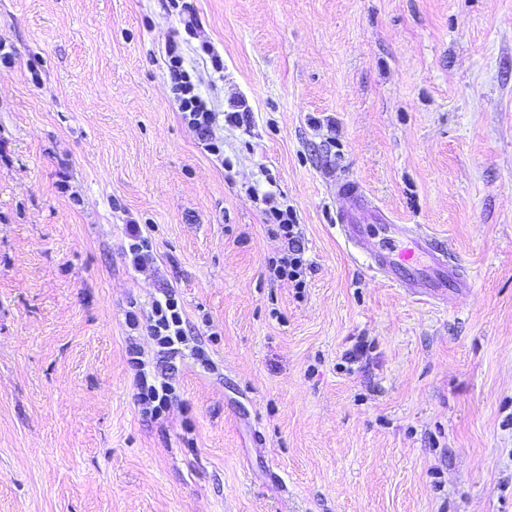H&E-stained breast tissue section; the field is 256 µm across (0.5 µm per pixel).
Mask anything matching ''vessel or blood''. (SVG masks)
I'll return each mask as SVG.
<instances>
[{
	"label": "vessel or blood",
	"instance_id": "vessel-or-blood-1",
	"mask_svg": "<svg viewBox=\"0 0 512 512\" xmlns=\"http://www.w3.org/2000/svg\"><path fill=\"white\" fill-rule=\"evenodd\" d=\"M337 196L345 202L338 223L355 259L379 273L392 286L412 296L443 299L468 285L469 279L451 265L447 254L426 234L394 223L373 208L363 186L353 180L337 182ZM383 238L374 242L372 225Z\"/></svg>",
	"mask_w": 512,
	"mask_h": 512
}]
</instances>
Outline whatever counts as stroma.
Returning a JSON list of instances; mask_svg holds the SVG:
<instances>
[{
    "label": "stroma",
    "instance_id": "stroma-1",
    "mask_svg": "<svg viewBox=\"0 0 512 512\" xmlns=\"http://www.w3.org/2000/svg\"><path fill=\"white\" fill-rule=\"evenodd\" d=\"M0 40V512H512V0H0ZM339 179L470 290L418 301L354 260ZM267 193L304 288L270 269ZM166 288L173 353L126 323ZM133 346L175 388L160 417ZM166 65L183 120L194 130L204 149L212 155H224V142L213 137L216 115L197 92L196 84L185 67L184 57L177 46L169 44ZM266 205L264 209L265 220L267 224L277 226L280 237L287 244L286 254L273 262L271 270L277 278L287 279L294 288L301 289L305 287L304 273L306 270V259H304L305 247L298 231L296 214L292 209L280 208L274 198L270 195L263 198ZM127 253L131 264L136 269H143L153 261L149 240L142 235L137 224L130 226ZM132 363L139 368V383L136 399L145 414L152 417L160 416L166 411L172 399L173 390L167 383L160 382L156 384L149 383L144 371V363L137 358H132Z\"/></svg>",
    "mask_w": 512,
    "mask_h": 512
}]
</instances>
